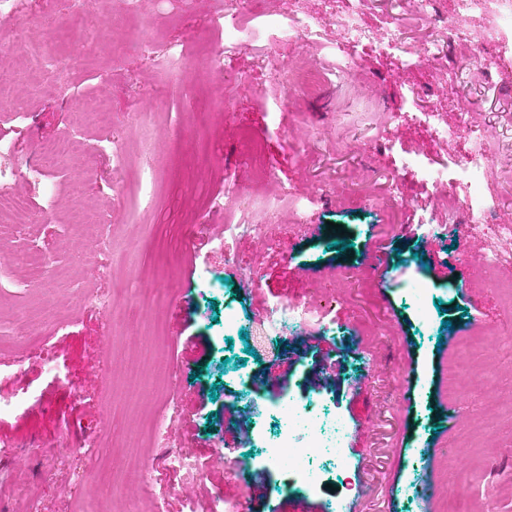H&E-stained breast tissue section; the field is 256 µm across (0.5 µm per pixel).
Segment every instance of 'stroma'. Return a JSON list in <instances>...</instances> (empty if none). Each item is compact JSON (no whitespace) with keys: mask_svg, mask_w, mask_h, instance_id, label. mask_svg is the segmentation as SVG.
I'll return each mask as SVG.
<instances>
[{"mask_svg":"<svg viewBox=\"0 0 512 512\" xmlns=\"http://www.w3.org/2000/svg\"><path fill=\"white\" fill-rule=\"evenodd\" d=\"M218 2L144 0L137 46L126 41L122 0H13L0 11V65L20 75L13 91L27 113L18 124L0 108V134L20 143L21 168L42 172L36 184L17 180L38 220L13 245L54 257L49 276L0 275V401L9 405L0 412V512H26L15 489L20 470L43 512H101L118 491L104 412L123 399L125 382L105 351L124 340L108 310L74 302L84 260L61 246L106 210L112 249L97 262L122 267L126 296L156 277L173 289L160 362L180 372L171 392L183 429L178 446L205 467L199 499L240 498L253 478L261 492L246 512H273L282 501L311 512L335 504L342 512H512V365L484 347L512 321V304L478 285L492 228L512 224V66L489 69L476 59L457 68L458 46L444 42L439 61L411 67L370 52L364 83L349 85L336 70L347 44L335 28L299 51L283 29L289 10L322 17L332 0H266L244 30L219 35L204 25ZM362 19L399 22L412 41L434 35L405 0H365ZM14 29L21 40H12ZM245 35L273 71L298 58L316 63L321 87L285 104L277 80L259 77L249 54L212 73L210 43ZM85 37L92 49L76 56L74 44ZM30 41L44 43L56 62L34 84L24 79ZM175 79L195 98L159 99L158 88ZM219 86L225 111L200 112L199 97ZM93 100L109 104L111 127L76 111ZM147 104L153 112L139 119ZM441 107L449 128L464 121L492 131L493 193L482 175L458 169L467 142L434 134L428 114ZM173 126L181 130L174 150ZM57 142L69 151L42 154ZM143 163L158 173L148 207L138 193ZM261 171L273 178L280 205L238 210L226 184ZM471 215L479 231L468 228ZM234 216L263 225V234L224 238L223 250H213ZM331 222L351 233L352 250L337 247ZM430 224L440 233L427 235ZM413 253L417 264H403ZM281 299L314 300L322 311L300 335L254 356L248 341H226L214 320L232 311L247 327ZM21 315L37 344L17 335ZM452 364L496 377L500 391L450 385ZM316 397L348 424V467L330 474L327 486L288 490L285 473L262 453L277 432L270 411L289 398L305 405ZM246 398L259 411L247 428L252 454L241 461L231 456L238 441L225 417L246 419ZM91 439L103 451L89 464L79 449ZM219 448L230 461H214ZM430 448L437 456H427ZM167 452L164 444L154 449L148 495L165 512H182L186 478L166 466ZM86 471L100 493L77 507L66 492Z\"/></svg>","mask_w":512,"mask_h":512,"instance_id":"obj_1","label":"stroma"}]
</instances>
